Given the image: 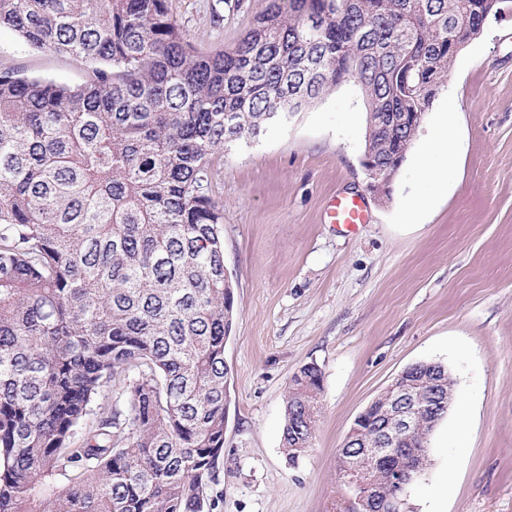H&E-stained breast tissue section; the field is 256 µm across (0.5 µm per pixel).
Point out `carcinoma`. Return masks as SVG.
Listing matches in <instances>:
<instances>
[{
    "label": "carcinoma",
    "mask_w": 512,
    "mask_h": 512,
    "mask_svg": "<svg viewBox=\"0 0 512 512\" xmlns=\"http://www.w3.org/2000/svg\"><path fill=\"white\" fill-rule=\"evenodd\" d=\"M469 2L270 0L237 43L203 51L168 0H0V27L86 67L77 85L0 68V512L215 509L234 310L215 158L352 77L371 172L394 177ZM503 2L482 0L472 35ZM406 379L420 406L454 388L441 363ZM114 380L126 400L93 409ZM321 387L310 364L285 394L292 465ZM433 427L402 447L429 448ZM371 467L386 510L396 487Z\"/></svg>",
    "instance_id": "1"
}]
</instances>
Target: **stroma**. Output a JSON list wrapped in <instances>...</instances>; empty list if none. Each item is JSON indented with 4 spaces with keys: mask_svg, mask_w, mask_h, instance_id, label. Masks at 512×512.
Segmentation results:
<instances>
[{
    "mask_svg": "<svg viewBox=\"0 0 512 512\" xmlns=\"http://www.w3.org/2000/svg\"><path fill=\"white\" fill-rule=\"evenodd\" d=\"M268 3L170 0L204 50L237 43ZM0 65L71 84L85 77L6 27ZM366 126L350 79L214 165L234 298L214 512H350L339 473L346 435L395 377L425 361L450 369L454 399L431 437V465L410 487V512H512V6L457 55L385 201L367 187ZM433 139L456 154L444 185L419 164ZM339 195L364 198L367 223H331ZM312 363L321 413L292 466L284 395Z\"/></svg>",
    "mask_w": 512,
    "mask_h": 512,
    "instance_id": "1",
    "label": "stroma"
}]
</instances>
